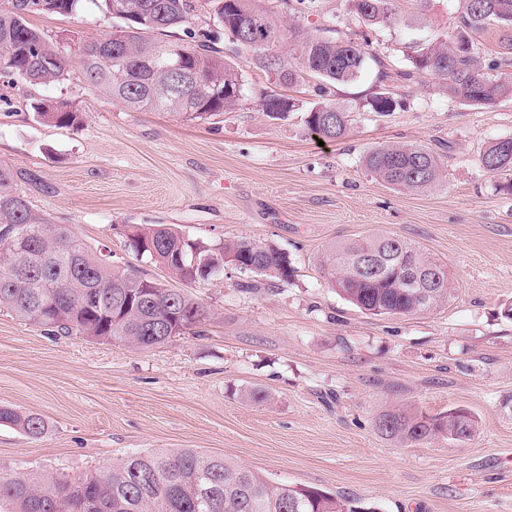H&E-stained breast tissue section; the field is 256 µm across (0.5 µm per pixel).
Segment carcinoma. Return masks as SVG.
Masks as SVG:
<instances>
[{"instance_id": "obj_1", "label": "carcinoma", "mask_w": 512, "mask_h": 512, "mask_svg": "<svg viewBox=\"0 0 512 512\" xmlns=\"http://www.w3.org/2000/svg\"><path fill=\"white\" fill-rule=\"evenodd\" d=\"M0 6V67L34 85L64 79L69 60L61 47L28 22L33 14L73 15L81 0H6ZM115 0H99V9L121 21L104 39L79 49L82 72L105 97L135 111L188 114L195 119L234 109L243 96L242 77L224 60L215 38L194 44L158 41L188 22L191 0H121L126 13L113 11ZM348 8L368 26L398 22L397 0H347ZM454 32L444 41H428L407 54L410 69L393 73L386 59L367 52L363 44L333 36L335 28L297 44L296 65L265 59L264 67L281 83L305 75L329 83H351L361 76L367 60L384 83L397 75L408 81L428 72L444 80L451 99L493 107L512 95V73L498 78L482 72L474 35L490 25L503 30L512 44V0H460ZM224 39L261 49L283 31L259 0H232L217 12ZM181 61L187 72L181 81L166 65ZM57 126L80 121L66 99L35 107ZM309 130L325 140H340L348 130V113L333 104L313 107L305 117ZM512 157V140L490 142L482 159ZM366 168L398 189L423 192L442 180L439 157L417 145L379 146L364 156ZM129 245L164 266L174 281L194 282L224 272L231 263L245 273L269 281L293 276L288 254L272 244L226 240L216 247L184 237L164 224L131 228ZM151 242L155 251L141 249ZM376 259L373 275L364 274L361 260ZM409 266L440 273L435 295L423 300L405 279ZM336 290L360 310L372 315H413L448 300L452 282L447 268L412 244L392 236H377L328 248L322 264ZM49 332L76 333L102 342L123 341L138 349L166 344L205 317L203 307L179 288L137 269L115 265L97 253L71 227L54 224L35 212L7 166L0 167V310ZM0 424L18 428L29 437L45 430L40 415L1 406ZM457 422L448 416L385 413L377 428L387 437L424 442L453 439ZM93 504L90 512H356L343 498L316 488L273 484L261 474L193 448L135 452L110 468L70 478L44 473L35 477L0 478V512H74L75 500Z\"/></svg>"}]
</instances>
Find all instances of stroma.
I'll return each instance as SVG.
<instances>
[{
  "mask_svg": "<svg viewBox=\"0 0 512 512\" xmlns=\"http://www.w3.org/2000/svg\"><path fill=\"white\" fill-rule=\"evenodd\" d=\"M400 7L389 28L364 27L346 0H315L294 21L305 34L331 23L363 36L405 70L409 47L452 32L459 0ZM29 22L72 57L114 25L95 0ZM224 57L245 94L206 120L129 110L74 63L50 86L0 72V166L15 172L34 209L71 225L94 251L166 279L126 234L167 224L208 246L276 245L295 268L279 285L230 265L184 284L207 319L149 350L46 332L0 312V406L46 422L36 439L0 426V476H77L133 452L196 448L274 483L348 498L359 512H512V192L480 161L491 141L512 138V97L467 105L437 76L382 84L372 68L348 84L308 76L286 85L260 66L265 57L293 65L285 41ZM379 93L394 98L392 111H372ZM270 94L294 102L286 118L266 115ZM55 98L71 101L82 122L38 117L35 103ZM321 103L349 112L343 139L308 132L305 117ZM390 144L439 153L441 185L407 192L368 173L364 155ZM370 235L405 239L446 264L447 303L374 316L345 300L322 256ZM452 409L474 419L470 437L402 444L376 427L391 411Z\"/></svg>",
  "mask_w": 512,
  "mask_h": 512,
  "instance_id": "1",
  "label": "stroma"
}]
</instances>
